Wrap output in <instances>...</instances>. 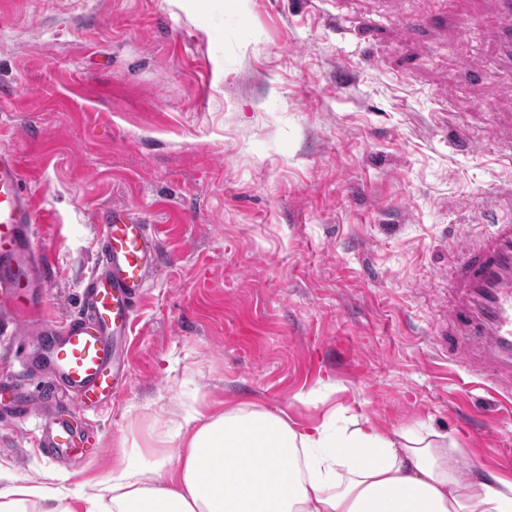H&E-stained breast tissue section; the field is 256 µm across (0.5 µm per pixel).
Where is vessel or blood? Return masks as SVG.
I'll return each instance as SVG.
<instances>
[{"label":"vessel or blood","instance_id":"1","mask_svg":"<svg viewBox=\"0 0 512 512\" xmlns=\"http://www.w3.org/2000/svg\"><path fill=\"white\" fill-rule=\"evenodd\" d=\"M47 221L24 186L17 155L1 149L0 318L27 329L42 321L45 256L37 245V227ZM97 223L100 259L84 286L82 311L51 332L38 362L0 381V399L20 419L36 403L55 398V413L36 424V443L50 458L90 454L73 416L97 412L126 383L135 308L156 268L157 239L140 216L114 207L99 213ZM457 285L473 294L477 306L454 308L452 319L475 332L492 333L498 350L512 358L511 224L499 225L486 244L461 249ZM44 371L50 382L33 387L31 376Z\"/></svg>","mask_w":512,"mask_h":512}]
</instances>
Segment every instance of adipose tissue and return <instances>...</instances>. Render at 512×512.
I'll list each match as a JSON object with an SVG mask.
<instances>
[{
  "instance_id": "obj_1",
  "label": "adipose tissue",
  "mask_w": 512,
  "mask_h": 512,
  "mask_svg": "<svg viewBox=\"0 0 512 512\" xmlns=\"http://www.w3.org/2000/svg\"><path fill=\"white\" fill-rule=\"evenodd\" d=\"M0 512H512V480L465 474L440 436L367 421L299 428L239 402L187 421L151 481L129 460L76 505L0 471Z\"/></svg>"
}]
</instances>
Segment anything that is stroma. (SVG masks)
Segmentation results:
<instances>
[{"label": "stroma", "instance_id": "stroma-1", "mask_svg": "<svg viewBox=\"0 0 512 512\" xmlns=\"http://www.w3.org/2000/svg\"><path fill=\"white\" fill-rule=\"evenodd\" d=\"M497 2L0 0V149L52 217L45 329L81 309L100 211L159 242L127 385L78 419L97 453L46 458L1 411L0 471L79 497L251 402L434 431L512 480V373L451 318L457 247L512 224Z\"/></svg>", "mask_w": 512, "mask_h": 512}]
</instances>
